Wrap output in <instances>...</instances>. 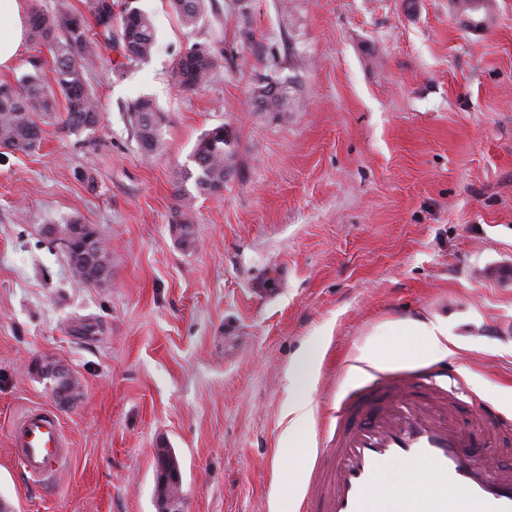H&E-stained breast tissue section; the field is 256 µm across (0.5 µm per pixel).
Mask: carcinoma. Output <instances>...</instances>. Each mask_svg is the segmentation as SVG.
Returning a JSON list of instances; mask_svg holds the SVG:
<instances>
[{
    "instance_id": "1",
    "label": "carcinoma",
    "mask_w": 512,
    "mask_h": 512,
    "mask_svg": "<svg viewBox=\"0 0 512 512\" xmlns=\"http://www.w3.org/2000/svg\"><path fill=\"white\" fill-rule=\"evenodd\" d=\"M187 33H192L203 18L209 0H169ZM30 38L47 49L53 58L51 74L39 70L25 73L14 82H0V147L13 153L28 154L41 144L42 125L60 120L61 128L70 133H93L100 125L101 105L86 75L100 59L101 47L113 45L130 62L149 58L156 44L152 15L136 6L117 0H83L75 8L69 0H57L48 11L34 5L29 15ZM205 52L203 57L178 56L172 77L183 91L206 86L218 64L221 49L212 43L187 42L186 49ZM64 97L66 112L58 115L57 96ZM255 105L266 112L288 111L285 89L276 83H264L254 92ZM129 120L135 130L141 151L147 155L163 145V118L154 102L139 98L127 106ZM194 169L180 175L174 186L175 207L171 223L181 242L192 243L191 212L195 200L213 195L224 184V176L232 167L233 154L228 149L224 125H217L202 134L194 145ZM193 182L194 191L185 184ZM87 234L96 238L97 254L81 256L69 237V224L58 227L64 241L68 264L73 277L85 284L91 282L94 269L108 263L100 232L86 225Z\"/></svg>"
}]
</instances>
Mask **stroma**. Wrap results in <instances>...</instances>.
<instances>
[{"label":"stroma","mask_w":512,"mask_h":512,"mask_svg":"<svg viewBox=\"0 0 512 512\" xmlns=\"http://www.w3.org/2000/svg\"><path fill=\"white\" fill-rule=\"evenodd\" d=\"M457 0H212L185 36L167 0L157 49L123 63L104 47L87 74L95 136L44 126L30 154L0 153V503L8 512H156L155 456L181 466L184 512H301L281 487V435L299 394L293 359L320 348L296 458L312 472L333 413L371 372L411 377L410 351L370 362L413 319L448 325L443 363L460 414L512 419V0L470 27ZM222 56L181 91L188 40ZM284 83L287 119L253 92ZM152 97L164 143L141 152L128 103ZM224 125L234 168L170 223L174 182L206 130ZM95 225L112 278L76 281L53 227ZM77 389L54 394L46 365ZM55 413L68 456L55 480L21 473L10 433Z\"/></svg>","instance_id":"stroma-1"}]
</instances>
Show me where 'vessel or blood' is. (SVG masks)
<instances>
[{
  "mask_svg": "<svg viewBox=\"0 0 512 512\" xmlns=\"http://www.w3.org/2000/svg\"><path fill=\"white\" fill-rule=\"evenodd\" d=\"M446 369H423L417 382L379 376L348 395L336 428L312 472V512H392L391 500L372 504L376 485L397 464L418 465L447 487L423 505L425 512H454L455 490L482 503L484 512H512V470L490 472L485 459L511 427L492 405L463 419L454 396L438 380ZM16 457L31 480H54L67 455L59 418L28 410L11 429Z\"/></svg>",
  "mask_w": 512,
  "mask_h": 512,
  "instance_id": "1",
  "label": "vessel or blood"
}]
</instances>
